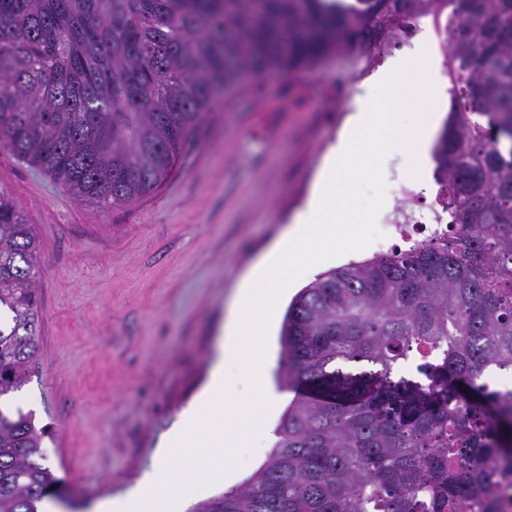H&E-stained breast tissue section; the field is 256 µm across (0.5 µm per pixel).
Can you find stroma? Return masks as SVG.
I'll return each mask as SVG.
<instances>
[{
	"instance_id": "35a3bbf8",
	"label": "stroma",
	"mask_w": 512,
	"mask_h": 512,
	"mask_svg": "<svg viewBox=\"0 0 512 512\" xmlns=\"http://www.w3.org/2000/svg\"><path fill=\"white\" fill-rule=\"evenodd\" d=\"M363 61L336 51L284 76L245 75L202 122L171 177L140 200L101 207L0 149V193L40 243L41 355L17 406L45 427L48 464L68 491L60 512H93L149 470L163 436L222 354L239 282L307 197L346 111L365 90ZM380 154L354 203L361 221L336 249L361 261L380 242L409 155Z\"/></svg>"
}]
</instances>
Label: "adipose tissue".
<instances>
[{
  "label": "adipose tissue",
  "instance_id": "adipose-tissue-1",
  "mask_svg": "<svg viewBox=\"0 0 512 512\" xmlns=\"http://www.w3.org/2000/svg\"><path fill=\"white\" fill-rule=\"evenodd\" d=\"M373 84L390 88L404 107L420 109V120L402 130L395 113H375L371 92L358 96L318 165L304 206L242 277L224 324V355L202 397L180 414L142 484L126 497L100 500L96 512H177L184 500L209 496L216 483L236 475L232 461L245 449L244 430L264 438L265 421L244 420L239 401L256 393L264 412L278 405L267 378V336L280 298L305 281L315 263L336 260L332 244L345 231L353 185L362 174L349 164L359 136L374 130L383 147L407 150L417 174L430 166L437 110L448 101V86L425 44L390 59Z\"/></svg>",
  "mask_w": 512,
  "mask_h": 512
}]
</instances>
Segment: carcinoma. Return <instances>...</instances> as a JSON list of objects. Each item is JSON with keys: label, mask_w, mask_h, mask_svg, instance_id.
Masks as SVG:
<instances>
[{"label": "carcinoma", "mask_w": 512, "mask_h": 512, "mask_svg": "<svg viewBox=\"0 0 512 512\" xmlns=\"http://www.w3.org/2000/svg\"><path fill=\"white\" fill-rule=\"evenodd\" d=\"M449 6L448 230L298 293L278 441L195 512H495L512 485V390L481 382L512 371V0H0V149L99 206L162 185L243 74L365 52V34ZM38 250L0 196V512L60 486L44 428L3 406L40 353ZM410 361L418 377L398 375Z\"/></svg>", "instance_id": "carcinoma-1"}]
</instances>
